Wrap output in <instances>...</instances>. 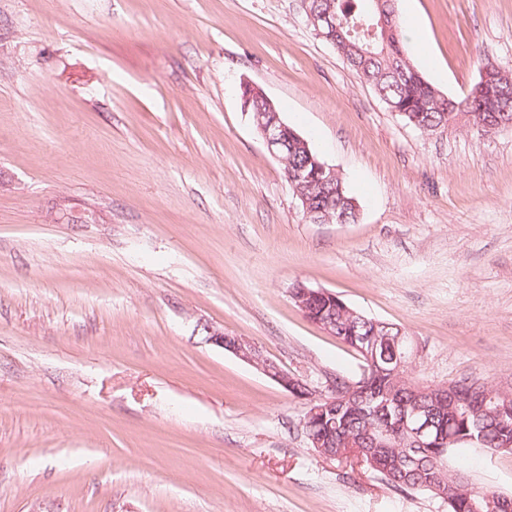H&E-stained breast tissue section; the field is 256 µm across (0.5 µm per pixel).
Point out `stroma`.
Wrapping results in <instances>:
<instances>
[{"label": "stroma", "instance_id": "stroma-1", "mask_svg": "<svg viewBox=\"0 0 512 512\" xmlns=\"http://www.w3.org/2000/svg\"><path fill=\"white\" fill-rule=\"evenodd\" d=\"M460 96L512 70V0H410ZM261 88L356 198L314 224L241 99ZM93 209L85 224L63 212ZM401 327L416 381L512 388V127L423 133L303 0H0V512H446L321 456L306 407L211 343L355 382L296 282ZM451 467L512 496V453Z\"/></svg>", "mask_w": 512, "mask_h": 512}]
</instances>
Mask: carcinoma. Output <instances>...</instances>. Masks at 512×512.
Here are the masks:
<instances>
[{"instance_id":"obj_1","label":"carcinoma","mask_w":512,"mask_h":512,"mask_svg":"<svg viewBox=\"0 0 512 512\" xmlns=\"http://www.w3.org/2000/svg\"><path fill=\"white\" fill-rule=\"evenodd\" d=\"M393 15L394 32L384 36L373 29L377 11L373 0H309V10L317 15L331 13L344 40L336 51L364 83L368 84L387 108L401 112L400 118L421 132L444 126L450 111L436 105L443 93L432 86L403 50L397 0H383ZM498 96L493 108L482 100L466 96L453 99L473 114V125L496 124L512 120V72L501 70L494 80ZM315 151L297 145L288 148V168L314 170ZM308 208L336 217L346 224L358 217L355 199L344 179L335 183H314L306 187ZM307 318L329 325L331 333L354 351L370 338L377 347V359L369 364L367 379L360 391L350 397H336V402L304 428L305 434L321 440L317 452L326 458L342 459L354 443L364 450L366 466L395 488L424 491L441 499L448 512H509L512 500L487 489L475 487L469 478L450 468L448 458L458 449L472 447L498 452L504 440L512 439V390L486 391L485 384L459 380L444 391L439 386H425L409 377L392 374L389 364L394 354L411 344L410 337L396 324L350 312L346 303L330 296L308 300ZM423 407L433 421L434 436L441 441L412 451L397 426L396 410ZM396 434L390 447L380 448L382 432ZM476 441H471V438Z\"/></svg>"}]
</instances>
